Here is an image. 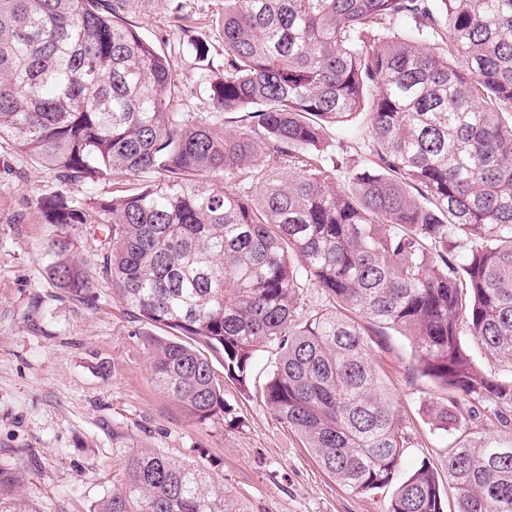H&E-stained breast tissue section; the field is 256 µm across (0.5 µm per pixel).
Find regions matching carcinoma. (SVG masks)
I'll return each mask as SVG.
<instances>
[{
	"label": "carcinoma",
	"instance_id": "carcinoma-1",
	"mask_svg": "<svg viewBox=\"0 0 512 512\" xmlns=\"http://www.w3.org/2000/svg\"><path fill=\"white\" fill-rule=\"evenodd\" d=\"M214 113L177 112L168 55L105 0H0V141L61 183L157 174L110 200L40 203L64 233L55 287L93 282L69 253L95 212L99 277L139 324L156 386L203 422L224 411L212 360L241 387L280 350L262 395L353 493L394 486L388 512H445L438 473L397 479L406 436L364 324L415 338L446 392L442 431L487 414L512 431V0H224ZM366 116L363 163L329 129ZM243 173L252 186L226 185ZM328 307L305 316L301 282ZM167 332L158 336L155 330ZM456 512H512V442L448 450ZM95 512H246L186 461L138 448ZM24 480L0 464V499ZM463 342L470 348V350L475 355L476 360L478 361L481 368L487 374H491L492 376H507L511 374V367L508 364L499 365L495 362L488 363L484 356L481 355V351L478 349L477 344L475 343L472 336H470L465 329L462 330Z\"/></svg>",
	"mask_w": 512,
	"mask_h": 512
}]
</instances>
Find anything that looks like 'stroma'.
Segmentation results:
<instances>
[{
	"label": "stroma",
	"mask_w": 512,
	"mask_h": 512,
	"mask_svg": "<svg viewBox=\"0 0 512 512\" xmlns=\"http://www.w3.org/2000/svg\"><path fill=\"white\" fill-rule=\"evenodd\" d=\"M223 10L224 0H132L125 11L170 56L186 88L181 111L202 118L213 110L205 81L224 75ZM117 186L65 187L55 171L0 147V463L24 473L0 512H94L138 446L197 465L250 512H387L391 488L361 494L339 486L264 404L275 351L257 354L247 389L225 382L224 413L199 423L156 388L143 340L107 282L83 299L55 288L47 268L61 230L45 222L38 201L62 189L83 204L112 197ZM413 344L392 330L373 338L409 437L404 475L424 463L444 471L449 447L505 436L488 420L434 429L426 405L443 392L415 371Z\"/></svg>",
	"instance_id": "obj_1"
}]
</instances>
